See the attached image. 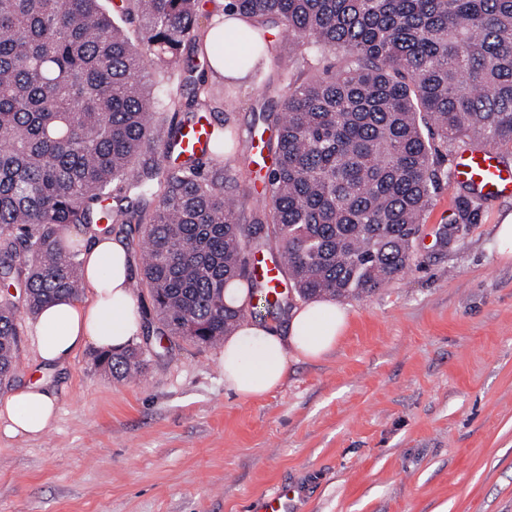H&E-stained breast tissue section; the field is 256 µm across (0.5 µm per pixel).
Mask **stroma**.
<instances>
[{
	"label": "stroma",
	"mask_w": 512,
	"mask_h": 512,
	"mask_svg": "<svg viewBox=\"0 0 512 512\" xmlns=\"http://www.w3.org/2000/svg\"><path fill=\"white\" fill-rule=\"evenodd\" d=\"M194 65L156 95L199 75L232 100L236 133L262 130L276 60L229 86L206 56ZM466 202L477 216L462 223ZM511 213L512 196L441 185L410 268L343 300L336 348L289 359L258 397L225 387L221 345L160 336L135 290L144 374L115 379L91 347L46 370L55 421L28 440L0 430V512H253L283 483L293 512H512V259L493 247Z\"/></svg>",
	"instance_id": "stroma-1"
}]
</instances>
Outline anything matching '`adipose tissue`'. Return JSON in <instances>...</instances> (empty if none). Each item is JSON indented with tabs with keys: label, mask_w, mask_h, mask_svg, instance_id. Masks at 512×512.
Returning a JSON list of instances; mask_svg holds the SVG:
<instances>
[{
	"label": "adipose tissue",
	"mask_w": 512,
	"mask_h": 512,
	"mask_svg": "<svg viewBox=\"0 0 512 512\" xmlns=\"http://www.w3.org/2000/svg\"><path fill=\"white\" fill-rule=\"evenodd\" d=\"M247 25L234 13L207 31L206 50L223 45L213 59L215 73L236 69V47ZM84 284L91 297L80 303L59 299L43 307L36 318L33 346L37 362L62 367L86 347L117 351L130 343L139 329L133 295L128 287L130 258L126 246L100 231L79 232ZM348 322L346 309L326 300L294 308L285 330L276 324L248 320L224 341L220 367L227 389L241 397L269 393L288 370V358L297 354L318 359L332 351ZM57 414L55 397L44 381L18 388L0 398V429L12 437L40 436Z\"/></svg>",
	"instance_id": "ef3b65f1"
}]
</instances>
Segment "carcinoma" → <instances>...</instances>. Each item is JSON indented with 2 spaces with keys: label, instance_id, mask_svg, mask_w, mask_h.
Instances as JSON below:
<instances>
[{
  "label": "carcinoma",
  "instance_id": "1",
  "mask_svg": "<svg viewBox=\"0 0 512 512\" xmlns=\"http://www.w3.org/2000/svg\"><path fill=\"white\" fill-rule=\"evenodd\" d=\"M248 23L241 78L279 65L280 109L262 120L276 159L245 216L238 159L224 154L233 103L210 124L209 150L167 167L185 124L212 111L203 84L165 119L153 80L192 67L199 0H126L131 39L102 0H0V387L12 381L21 314L82 288L70 227L141 229V278L164 330L208 345L238 329L249 299L295 302L375 292L411 265L416 235L459 144L512 146V0H227ZM288 31V49L269 38ZM270 234L256 235L262 223ZM275 245H270V242ZM269 254L285 291L253 276ZM98 363L140 373L128 346Z\"/></svg>",
  "mask_w": 512,
  "mask_h": 512
}]
</instances>
